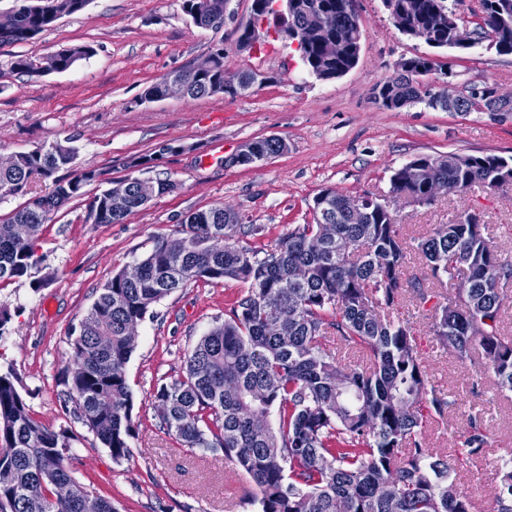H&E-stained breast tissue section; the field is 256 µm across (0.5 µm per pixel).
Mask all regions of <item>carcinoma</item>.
<instances>
[{
  "label": "carcinoma",
  "instance_id": "1",
  "mask_svg": "<svg viewBox=\"0 0 512 512\" xmlns=\"http://www.w3.org/2000/svg\"><path fill=\"white\" fill-rule=\"evenodd\" d=\"M350 0H298L285 12L255 18L259 25L274 15L275 29L309 23L321 11L336 12V25L348 20ZM88 0H18V21L0 45L26 42L63 16L86 7ZM411 26L442 14L435 40L451 46L462 18L447 0H392ZM484 27L490 44L512 54V0H486ZM323 34L312 30L298 49L303 64L336 74L350 67L351 51L328 65L320 58ZM94 53L89 45L62 48L48 56L64 72ZM17 73L40 74L42 64L17 56ZM434 70L416 56L399 64L381 81L375 99L388 109L425 104L446 108L432 90L423 91L417 76ZM185 75L174 71L149 95L163 97ZM192 87L183 97L198 99L224 92V44L194 66ZM491 87L470 94L464 111L478 112L495 98ZM253 155L279 154L266 138L253 141ZM77 148L71 141L17 152L12 165L0 168V198L24 196L31 179H52V189L0 221V281L31 275L40 263L39 228L70 200L85 195L97 178L71 168ZM445 177L462 190L475 184L497 189L512 179V159L495 155L417 156L393 171L391 192L425 198L427 180ZM349 197L330 191L325 206L314 199L313 223L300 224L271 249L239 245L240 225L224 222V207L194 212L183 236L160 238L137 262L139 276L112 275L81 322L70 334L72 363L64 385L78 405L82 424L120 462L130 456L136 437L134 398L125 366L135 348L129 327L146 318L151 307L194 281L230 279L248 284L232 317L213 326L185 357L181 373L156 387L155 416L167 434L188 448L221 449L258 491L261 512H471V501L456 482L448 460L423 446L422 427L444 417L448 400L431 384L405 323L390 311L406 289L418 292L424 280L404 278L410 245L395 218L371 203L363 223L345 212ZM145 205L142 184H127L124 209L112 210L107 191L87 204L95 224H115ZM430 277L438 282L454 274L466 278L434 316L439 343L463 359L479 347L500 387L512 390V338L501 333L504 286L512 282V259L492 248L490 227L474 213L454 214L448 223L415 245ZM334 331L350 349L365 354L370 366L342 363L321 347ZM75 433L35 420L13 372L0 373V470L13 474L0 484V512H116L112 501L92 492L67 465ZM471 460L486 459L489 437L477 418L463 442ZM498 483L493 512H512V461L493 465Z\"/></svg>",
  "mask_w": 512,
  "mask_h": 512
}]
</instances>
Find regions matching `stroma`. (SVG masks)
I'll return each instance as SVG.
<instances>
[{
    "label": "stroma",
    "mask_w": 512,
    "mask_h": 512,
    "mask_svg": "<svg viewBox=\"0 0 512 512\" xmlns=\"http://www.w3.org/2000/svg\"><path fill=\"white\" fill-rule=\"evenodd\" d=\"M361 53L354 68L332 80L308 75L295 47L260 30L253 49L236 45V28L251 16V0H229L223 29L193 24L182 0H90L35 39L0 46V154L72 140L74 170L106 178L170 181L173 191L116 224H95L85 199L70 202L38 233L41 262L32 277L0 282V309L10 321L0 333V371L13 370L30 415L78 436L68 465L74 477L110 499L117 512H260L257 491L222 453L187 448L166 434L149 399L158 382L177 377L185 355L212 327L230 318L245 283L191 282L155 304L137 328L126 377L134 395L136 437L131 455L115 462L108 448L78 418L62 382L77 328L114 273L131 267L158 238L175 240L192 212L223 205L243 225L264 226L263 236L240 233L241 245L269 248L289 229L313 221L314 197L332 189L388 205L405 240L428 235L456 212L479 213L496 251L512 258V185L474 186L417 206L390 194L394 169L423 155L448 153L512 157V112H443L422 104L386 109L375 86L395 74L401 60L434 55L425 75L512 97V55L478 45L431 51L393 25L382 0H358ZM229 72L252 70L264 78L245 95L195 100L146 94L165 74L186 70L216 44ZM89 44L86 60L62 73L12 72L15 56L36 62L60 48ZM277 137L286 151L266 162L235 165L244 143ZM172 151L150 168L133 159L164 145ZM49 278L36 289L32 279ZM451 288L405 294L395 310L407 320L431 382L449 400L445 418L423 433L427 447L458 468L473 512H490L495 476L482 461L460 460L470 417H479L495 456L512 457V391L499 390L480 350L459 360L432 330V315Z\"/></svg>",
    "instance_id": "1"
}]
</instances>
